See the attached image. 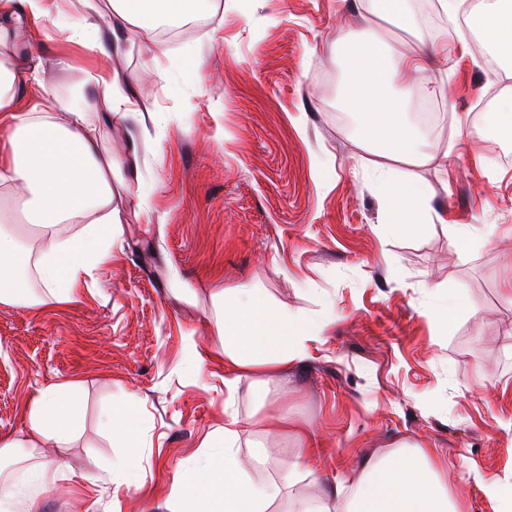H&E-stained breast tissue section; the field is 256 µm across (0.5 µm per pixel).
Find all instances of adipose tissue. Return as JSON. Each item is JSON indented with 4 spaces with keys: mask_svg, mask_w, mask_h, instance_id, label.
I'll list each match as a JSON object with an SVG mask.
<instances>
[{
    "mask_svg": "<svg viewBox=\"0 0 512 512\" xmlns=\"http://www.w3.org/2000/svg\"><path fill=\"white\" fill-rule=\"evenodd\" d=\"M83 11L63 28L66 43L96 55L128 53L161 24H179L207 8V0H82ZM52 0H0V303L31 305L77 300L84 278L112 257V237L131 196L130 176L140 167V135L126 120L136 113L130 81L120 72H87L84 93L60 99L43 71L47 60L19 46L40 21L49 19ZM479 25L499 59L512 67V0H482ZM337 47L347 49L351 74L344 99L357 117L354 143L372 154V183L383 203L386 225L413 237L445 215L429 205L426 185L400 180L401 166H425L434 159L409 120L413 97L430 95L428 61L412 46L374 36L344 33ZM124 131L123 146L110 147L106 129ZM31 227L23 244L10 226ZM66 224L77 225L71 235ZM223 338L225 379L235 391L241 378L258 395L269 392L281 371L302 365L309 347L328 324L271 302L258 288H227L213 294ZM78 383L66 381L37 391L27 415L25 453L17 441L0 439V457L15 471L0 468V512L35 508L42 493L61 478L59 465L46 461L48 448H66L79 428ZM299 448L288 467L258 484L243 471L235 453L242 420L224 412V436L205 439L207 453L196 478L181 490L176 512H465L464 500L448 486V468L433 449L407 442L389 452L365 454L352 483L325 484L319 495L298 494L311 475L309 430L278 414ZM103 431L129 448L140 447L135 404L113 409L101 419Z\"/></svg>",
    "mask_w": 512,
    "mask_h": 512,
    "instance_id": "ef3b65f1",
    "label": "adipose tissue"
}]
</instances>
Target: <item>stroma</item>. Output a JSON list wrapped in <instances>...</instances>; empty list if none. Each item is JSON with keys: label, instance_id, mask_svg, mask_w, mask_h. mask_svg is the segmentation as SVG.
I'll return each instance as SVG.
<instances>
[{"label": "stroma", "instance_id": "35a3bbf8", "mask_svg": "<svg viewBox=\"0 0 512 512\" xmlns=\"http://www.w3.org/2000/svg\"><path fill=\"white\" fill-rule=\"evenodd\" d=\"M364 14L361 0H212L207 25L105 60L137 81L148 138L132 188L150 209L129 205L111 263L78 301L0 304V438L23 437L37 390L71 380L84 395L76 440L46 451L65 477L40 512H173L204 439L224 424L211 296L225 288H261L330 320L267 396L314 438L303 492L353 480L358 455L406 440L438 453L466 512H498L470 474L512 480V163L497 159L512 140L487 135L479 114L512 95V72L449 37L447 60L428 73L445 87L447 123L428 142L437 160L405 169L447 224L473 225L489 245L459 247L438 223L397 237L380 222L370 156L341 120L348 64L335 42L364 26L394 42L411 34ZM147 74L156 82L139 83ZM430 284L465 305L449 330L432 315ZM234 396L237 456L261 483L298 445L286 428L249 423L258 396L248 381ZM130 401L142 448L116 492L89 477L128 456L99 418ZM259 443L273 456L264 468Z\"/></svg>", "mask_w": 512, "mask_h": 512}]
</instances>
